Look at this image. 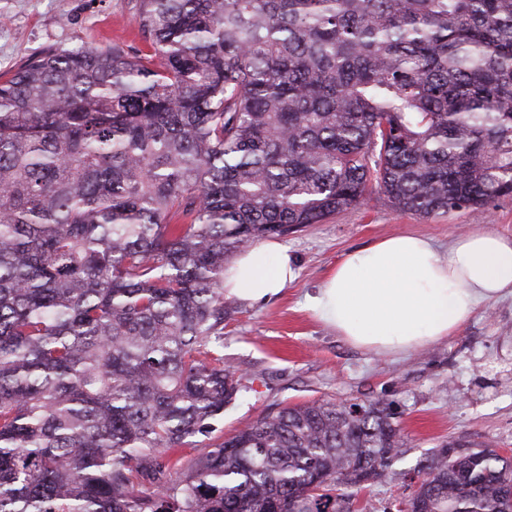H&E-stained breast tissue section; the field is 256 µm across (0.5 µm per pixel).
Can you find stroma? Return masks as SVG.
<instances>
[{
  "mask_svg": "<svg viewBox=\"0 0 512 512\" xmlns=\"http://www.w3.org/2000/svg\"><path fill=\"white\" fill-rule=\"evenodd\" d=\"M81 44L140 46L131 0H0V76L43 50ZM481 231L512 238V197L485 213L422 217L375 194L284 237L296 279L263 302L224 299V362L239 369L240 392L220 429L229 436L279 407L318 399L393 403L406 451L384 481L359 491L355 512H392L405 474L443 442L485 445L512 458L511 295L482 304L453 336L405 354L356 347L306 305L348 251L413 233L444 252L457 237Z\"/></svg>",
  "mask_w": 512,
  "mask_h": 512,
  "instance_id": "35a3bbf8",
  "label": "stroma"
}]
</instances>
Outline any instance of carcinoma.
<instances>
[{"label":"carcinoma","instance_id":"cac0c4a2","mask_svg":"<svg viewBox=\"0 0 512 512\" xmlns=\"http://www.w3.org/2000/svg\"><path fill=\"white\" fill-rule=\"evenodd\" d=\"M134 9L146 49L0 82V512H352L405 447L390 404L215 435L240 391L224 267L372 188L424 217L512 196V0ZM416 478L398 512H512L494 448Z\"/></svg>","mask_w":512,"mask_h":512}]
</instances>
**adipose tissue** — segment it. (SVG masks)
I'll return each mask as SVG.
<instances>
[{
  "label": "adipose tissue",
  "instance_id": "adipose-tissue-1",
  "mask_svg": "<svg viewBox=\"0 0 512 512\" xmlns=\"http://www.w3.org/2000/svg\"><path fill=\"white\" fill-rule=\"evenodd\" d=\"M294 277L287 246L268 241L233 259L224 271V292L260 301ZM508 294L511 238L472 233L443 253L425 236L402 234L346 253L310 308L357 347L401 353L453 335L483 302Z\"/></svg>",
  "mask_w": 512,
  "mask_h": 512
}]
</instances>
